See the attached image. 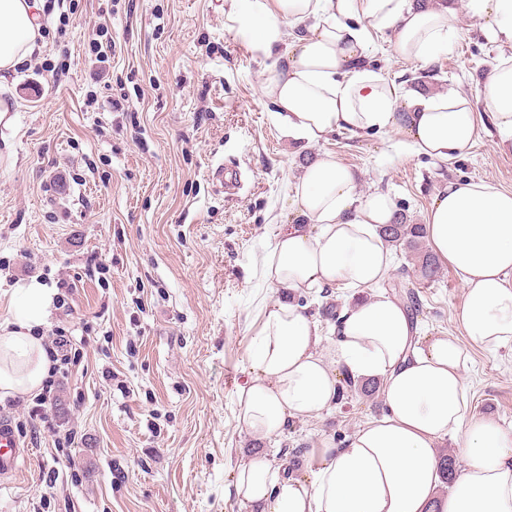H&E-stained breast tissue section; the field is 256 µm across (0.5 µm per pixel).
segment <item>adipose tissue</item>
Returning <instances> with one entry per match:
<instances>
[{
	"instance_id": "ef3b65f1",
	"label": "adipose tissue",
	"mask_w": 512,
	"mask_h": 512,
	"mask_svg": "<svg viewBox=\"0 0 512 512\" xmlns=\"http://www.w3.org/2000/svg\"><path fill=\"white\" fill-rule=\"evenodd\" d=\"M487 36L512 44V0H467ZM237 34L277 58L264 94L289 136L314 143L336 131L353 135L401 129L411 153L453 163L472 146L479 115L457 93L399 90L367 63L372 36L389 33L403 58L426 64L447 51L456 11L438 0H224ZM41 0H0V84L37 49ZM294 35H286L285 27ZM484 105L512 140V57L486 77ZM288 203L297 223L282 225L263 261L278 296L267 303L239 387V420L250 434L278 435L289 419L314 417L336 402L335 365L357 379L382 381L389 412L357 429L299 480L255 458L239 465L230 488L247 512H512V426L469 413L465 347L490 352L512 344V191L478 180L449 184L426 221L434 256L459 275L455 320L465 336L416 340V327L379 286L393 257L379 235L394 203L364 194L354 172L331 155L307 164ZM347 291L333 355L294 295ZM0 321V392L40 390L50 361L38 331L56 291L38 280L16 289ZM455 435L464 461L440 493L438 441Z\"/></svg>"
}]
</instances>
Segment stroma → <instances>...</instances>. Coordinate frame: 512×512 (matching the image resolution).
<instances>
[{"label": "stroma", "mask_w": 512, "mask_h": 512, "mask_svg": "<svg viewBox=\"0 0 512 512\" xmlns=\"http://www.w3.org/2000/svg\"><path fill=\"white\" fill-rule=\"evenodd\" d=\"M450 5L459 32L429 65L399 56L388 33L374 35L368 57L389 81L459 93L480 112L474 146L447 166L409 153L396 128L318 144L286 136L262 92L273 61L240 40L224 0H47L40 51L0 89L16 103L13 125L0 126V320L18 285L55 289L40 334L68 337L79 358L50 413L77 435L62 455L27 422L32 397L19 406L1 397L0 416L28 454L16 476L0 478V512H245L228 487L248 455L303 478L323 441L342 447L386 413L381 391L358 392L259 437L240 424L236 394L275 297L263 257L295 220L287 195L308 158L333 155L359 192H387L417 224L448 183L512 190V141L482 99L485 75L512 46L487 38L466 0ZM101 23L114 46L98 80L90 34ZM117 93L126 99L115 111L106 100ZM220 165L236 173L234 193L213 182ZM388 278L414 285L420 336L460 335L453 269L421 281L398 250ZM297 301L331 353L343 292ZM469 355L471 412L512 425V346Z\"/></svg>", "instance_id": "stroma-1"}]
</instances>
